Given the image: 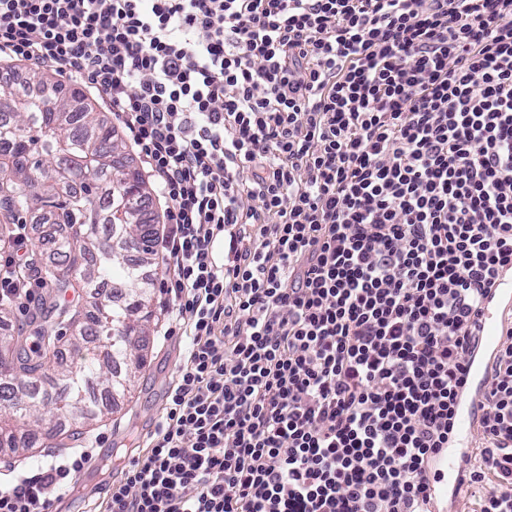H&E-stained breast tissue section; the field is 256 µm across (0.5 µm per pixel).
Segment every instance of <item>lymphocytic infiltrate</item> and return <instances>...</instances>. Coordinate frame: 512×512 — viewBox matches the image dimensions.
<instances>
[{
  "instance_id": "1",
  "label": "lymphocytic infiltrate",
  "mask_w": 512,
  "mask_h": 512,
  "mask_svg": "<svg viewBox=\"0 0 512 512\" xmlns=\"http://www.w3.org/2000/svg\"><path fill=\"white\" fill-rule=\"evenodd\" d=\"M4 57L111 109L162 210L159 331L191 338L104 512H429L512 269V0H0ZM43 231L0 245L1 301L36 304ZM480 440V512H512V329ZM92 459L17 469L0 512Z\"/></svg>"
}]
</instances>
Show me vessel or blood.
Segmentation results:
<instances>
[{
	"mask_svg": "<svg viewBox=\"0 0 512 512\" xmlns=\"http://www.w3.org/2000/svg\"><path fill=\"white\" fill-rule=\"evenodd\" d=\"M510 311L512 272H506L499 277L491 297L481 308L478 344L467 375L468 388L459 398L453 436L434 461L440 479L452 485L455 493L447 504L448 512H458L459 509L457 495L464 487L463 476L470 456L469 439L480 413L479 390L485 385L496 361L503 317Z\"/></svg>",
	"mask_w": 512,
	"mask_h": 512,
	"instance_id": "b4317fda",
	"label": "vessel or blood"
}]
</instances>
